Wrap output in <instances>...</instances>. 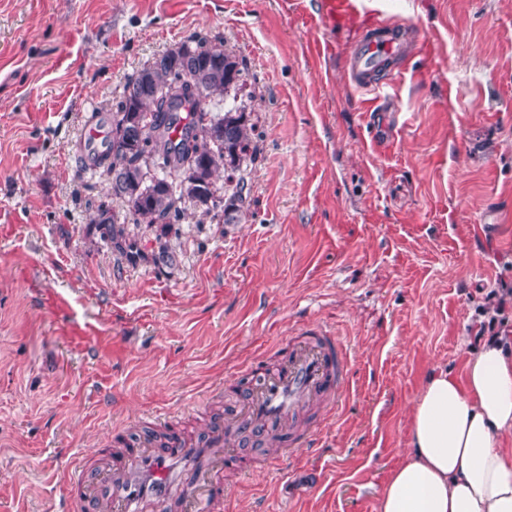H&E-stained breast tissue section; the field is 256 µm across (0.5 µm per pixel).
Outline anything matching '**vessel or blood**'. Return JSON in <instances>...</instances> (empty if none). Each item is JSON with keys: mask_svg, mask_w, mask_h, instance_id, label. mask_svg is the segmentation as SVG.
Masks as SVG:
<instances>
[{"mask_svg": "<svg viewBox=\"0 0 512 512\" xmlns=\"http://www.w3.org/2000/svg\"><path fill=\"white\" fill-rule=\"evenodd\" d=\"M353 0H321L320 14L330 23L353 17ZM403 51L395 35L367 39L349 58L357 88L376 91L378 71ZM348 358L338 337L304 336L292 343L276 367L265 356L252 358L244 372L250 383L230 419L210 425L205 435L167 427L155 436L131 435L113 427L109 447L85 455L65 477L64 512H141L144 503L167 507L180 500L181 512H223L224 472H244L249 464L237 443L240 429L284 434L312 400H340Z\"/></svg>", "mask_w": 512, "mask_h": 512, "instance_id": "vessel-or-blood-1", "label": "vessel or blood"}]
</instances>
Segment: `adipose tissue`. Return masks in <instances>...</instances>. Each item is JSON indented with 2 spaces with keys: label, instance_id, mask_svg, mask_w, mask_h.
<instances>
[{
  "label": "adipose tissue",
  "instance_id": "ef3b65f1",
  "mask_svg": "<svg viewBox=\"0 0 512 512\" xmlns=\"http://www.w3.org/2000/svg\"><path fill=\"white\" fill-rule=\"evenodd\" d=\"M410 448L384 487L378 512H512V338L488 336L464 379L432 373L412 407Z\"/></svg>",
  "mask_w": 512,
  "mask_h": 512
}]
</instances>
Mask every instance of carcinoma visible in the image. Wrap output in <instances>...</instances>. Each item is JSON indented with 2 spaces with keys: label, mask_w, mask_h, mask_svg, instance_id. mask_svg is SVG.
I'll list each match as a JSON object with an SVG mask.
<instances>
[{
  "label": "carcinoma",
  "mask_w": 512,
  "mask_h": 512,
  "mask_svg": "<svg viewBox=\"0 0 512 512\" xmlns=\"http://www.w3.org/2000/svg\"><path fill=\"white\" fill-rule=\"evenodd\" d=\"M204 101L194 98L198 89ZM244 81L237 59L221 41L194 36L156 57L124 86L115 111L101 117L109 145L82 158L119 190L136 221L154 234L147 256L138 240L100 205L90 218L112 251L129 262L175 261L168 237L190 201L219 224H239L249 206L246 171L256 156ZM226 173L224 192L216 177Z\"/></svg>",
  "instance_id": "cac0c4a2"
}]
</instances>
